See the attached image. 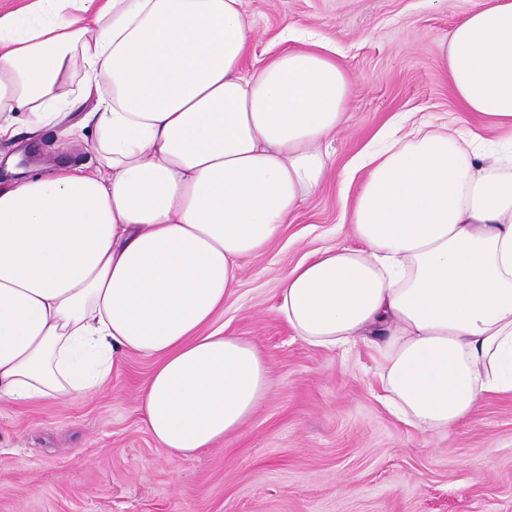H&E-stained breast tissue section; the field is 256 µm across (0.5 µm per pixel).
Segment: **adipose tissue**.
<instances>
[{"label":"adipose tissue","mask_w":512,"mask_h":512,"mask_svg":"<svg viewBox=\"0 0 512 512\" xmlns=\"http://www.w3.org/2000/svg\"><path fill=\"white\" fill-rule=\"evenodd\" d=\"M243 0H20L0 10V140L58 129L94 167L0 183V399L82 397L152 359L144 422L169 454L213 447L273 389L252 341L214 323L244 258L328 177L352 85L324 44L244 68ZM484 131L386 133L344 210L354 245L297 263L277 307L304 342L380 337L406 423L445 431L512 394V0H472L442 45Z\"/></svg>","instance_id":"obj_1"}]
</instances>
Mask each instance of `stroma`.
<instances>
[{
  "instance_id": "35a3bbf8",
  "label": "stroma",
  "mask_w": 512,
  "mask_h": 512,
  "mask_svg": "<svg viewBox=\"0 0 512 512\" xmlns=\"http://www.w3.org/2000/svg\"><path fill=\"white\" fill-rule=\"evenodd\" d=\"M468 0H244L248 56L330 43L354 95L329 147L330 174L218 316L265 356L274 388L236 434L169 455L139 408L150 360L129 355L87 399L0 400V512H512V395H492L443 432L379 400L376 347H314L278 314L279 281L314 251L352 244L347 179L388 125H475L461 112L442 43Z\"/></svg>"
}]
</instances>
